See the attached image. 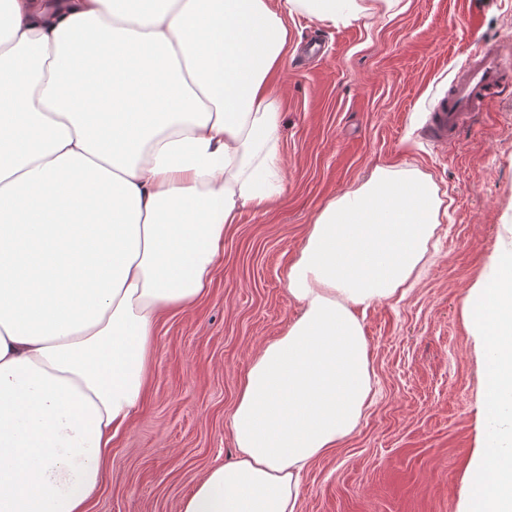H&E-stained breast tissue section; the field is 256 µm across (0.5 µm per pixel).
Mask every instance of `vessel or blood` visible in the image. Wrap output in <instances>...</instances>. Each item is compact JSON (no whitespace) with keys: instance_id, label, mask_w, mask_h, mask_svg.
Instances as JSON below:
<instances>
[{"instance_id":"obj_1","label":"vessel or blood","mask_w":512,"mask_h":512,"mask_svg":"<svg viewBox=\"0 0 512 512\" xmlns=\"http://www.w3.org/2000/svg\"><path fill=\"white\" fill-rule=\"evenodd\" d=\"M511 87L512 70L505 65L498 49L477 41L447 93L432 106L427 124L429 137L438 142L452 140L461 125Z\"/></svg>"}]
</instances>
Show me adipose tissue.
<instances>
[{"label": "adipose tissue", "instance_id": "obj_1", "mask_svg": "<svg viewBox=\"0 0 512 512\" xmlns=\"http://www.w3.org/2000/svg\"><path fill=\"white\" fill-rule=\"evenodd\" d=\"M0 0V512H88L156 323L209 288L243 209L282 192L269 77L284 15L363 0ZM413 168L329 201L288 269L301 315L243 377L237 455L182 512H297L302 471L373 401L357 309L405 294L443 215ZM472 288L485 428L470 512H512V248Z\"/></svg>", "mask_w": 512, "mask_h": 512}]
</instances>
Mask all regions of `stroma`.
I'll use <instances>...</instances> for the list:
<instances>
[{"label": "stroma", "instance_id": "obj_1", "mask_svg": "<svg viewBox=\"0 0 512 512\" xmlns=\"http://www.w3.org/2000/svg\"><path fill=\"white\" fill-rule=\"evenodd\" d=\"M400 0L336 25L296 14L270 79L282 114L283 191L243 209L206 293L157 322L142 403L112 441L90 512H180L234 455L240 382L258 351L300 314L286 273L318 212L379 167L414 168L448 207L405 295L359 311L375 397L356 430L301 478L299 512H467L480 450L483 339L471 288L512 243V89L449 145L426 132L473 36L512 40V0Z\"/></svg>", "mask_w": 512, "mask_h": 512}]
</instances>
